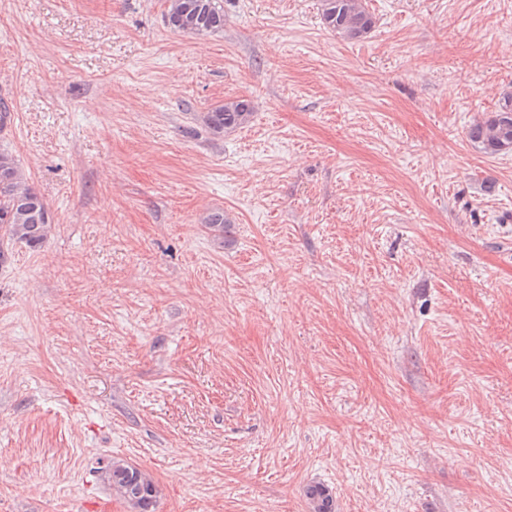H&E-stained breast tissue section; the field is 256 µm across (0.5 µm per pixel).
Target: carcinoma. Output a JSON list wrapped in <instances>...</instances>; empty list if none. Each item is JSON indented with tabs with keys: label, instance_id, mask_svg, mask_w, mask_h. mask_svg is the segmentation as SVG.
Wrapping results in <instances>:
<instances>
[{
	"label": "carcinoma",
	"instance_id": "carcinoma-1",
	"mask_svg": "<svg viewBox=\"0 0 512 512\" xmlns=\"http://www.w3.org/2000/svg\"><path fill=\"white\" fill-rule=\"evenodd\" d=\"M167 27L176 33L206 37L224 32V0H167ZM321 20L327 29L347 40H359L374 27L364 0H321ZM252 107L246 99L228 100L204 113L202 121L221 136L250 121ZM468 141L495 155L512 151V94L503 97L498 110L472 124ZM216 240L224 239L229 222L224 212L213 211L204 220ZM52 228L49 206L30 183V178L12 155L0 150V265L5 264L8 245L22 244L31 250L43 247ZM112 491L128 502L133 512H154L158 489L140 469L120 461L106 468ZM310 512H335L330 491L322 485L306 490Z\"/></svg>",
	"mask_w": 512,
	"mask_h": 512
}]
</instances>
